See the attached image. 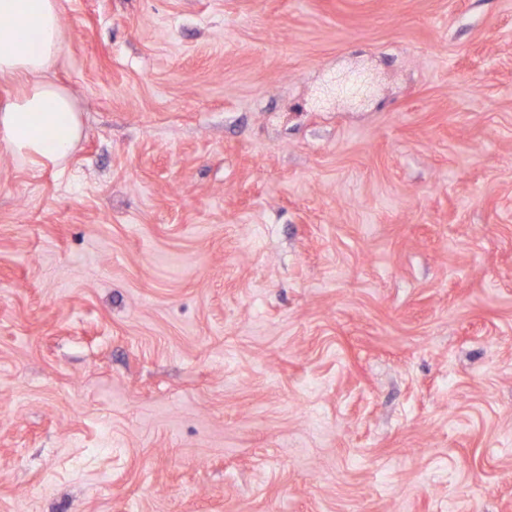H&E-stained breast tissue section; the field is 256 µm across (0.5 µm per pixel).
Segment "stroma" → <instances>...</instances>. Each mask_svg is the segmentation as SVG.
Instances as JSON below:
<instances>
[{"label": "stroma", "mask_w": 512, "mask_h": 512, "mask_svg": "<svg viewBox=\"0 0 512 512\" xmlns=\"http://www.w3.org/2000/svg\"><path fill=\"white\" fill-rule=\"evenodd\" d=\"M65 165L0 148V512H512V0H61Z\"/></svg>", "instance_id": "1"}]
</instances>
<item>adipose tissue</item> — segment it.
I'll list each match as a JSON object with an SVG mask.
<instances>
[{"instance_id": "obj_1", "label": "adipose tissue", "mask_w": 512, "mask_h": 512, "mask_svg": "<svg viewBox=\"0 0 512 512\" xmlns=\"http://www.w3.org/2000/svg\"><path fill=\"white\" fill-rule=\"evenodd\" d=\"M62 41L59 0H0V79L28 86L0 107V146L35 165L65 162L81 134L72 94L46 78Z\"/></svg>"}]
</instances>
